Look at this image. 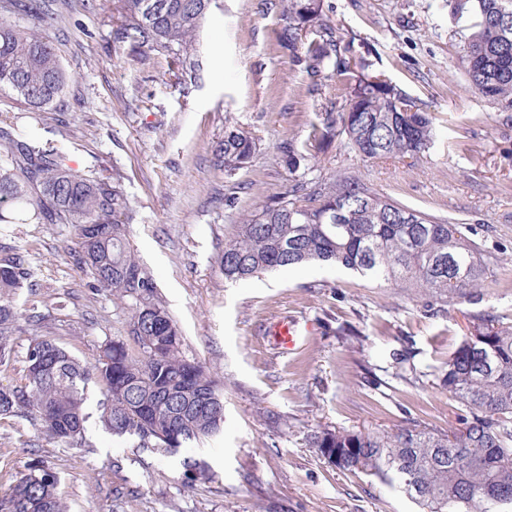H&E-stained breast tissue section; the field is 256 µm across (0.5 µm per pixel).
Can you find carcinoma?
<instances>
[{
    "mask_svg": "<svg viewBox=\"0 0 512 512\" xmlns=\"http://www.w3.org/2000/svg\"><path fill=\"white\" fill-rule=\"evenodd\" d=\"M214 0H118L117 39L132 54L170 59L176 83L200 78L197 32ZM280 39L315 82L344 81L343 103L324 112L301 145L288 148V170L337 138L368 160H402L428 148L432 121L391 82L357 71L350 45H340L324 0H283ZM453 19H470L461 66L471 87L512 111V0H448ZM0 90L33 109L52 106L67 74L49 42L29 26L56 17L41 0H0ZM306 28L316 38L302 43ZM254 138L238 129L215 145L216 166L229 175L249 167ZM133 209L121 178L89 170L76 174L47 149L13 137L0 121V224H70L81 265L95 292L126 309L124 337L105 344L84 364L58 343L35 338L26 350L24 382L0 385V419L25 416L63 443L82 437L89 419V385L101 393L98 421L110 434L143 448L175 454L218 434L224 397L216 381L182 350L179 327L150 271L135 256L126 224ZM322 262L369 280L416 288L436 297L480 285L483 254L467 227L437 221L351 177L315 183L297 179L291 190L241 215L224 243L219 267L228 282ZM33 268L20 253L0 258V366L13 352L19 312L15 290ZM440 381L468 412L448 433L415 426L391 432L323 428L311 447L336 453L335 468L363 473L401 491L423 512H512V326L479 318L448 358ZM56 472L28 463L0 492V512H66Z\"/></svg>",
    "mask_w": 512,
    "mask_h": 512,
    "instance_id": "1",
    "label": "carcinoma"
}]
</instances>
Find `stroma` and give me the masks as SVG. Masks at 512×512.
I'll list each match as a JSON object with an SVG mask.
<instances>
[{"label":"stroma","instance_id":"35a3bbf8","mask_svg":"<svg viewBox=\"0 0 512 512\" xmlns=\"http://www.w3.org/2000/svg\"><path fill=\"white\" fill-rule=\"evenodd\" d=\"M343 43L433 119L417 157L368 161L342 140L310 160L312 177L359 179L400 203L463 224L487 257L480 288L431 297L346 270L307 264L231 284L219 270L242 213L288 190L289 141L304 140L340 80L311 88L278 40L279 0H219L198 34L200 79L176 85L165 56H132L115 40L117 0H53L43 30L69 76L52 107L0 92L19 140L54 147L75 172L118 174L134 209L127 233L177 322L183 353L224 394V430L169 455L117 438L89 418L82 441L48 439L25 417L0 419V490L31 460L58 473L68 512H420L377 478L336 470L309 445L316 430L446 431L465 408L439 373L474 317L512 325V112L470 88L460 24L448 0H324ZM237 128L257 140L248 169L225 176L213 147ZM28 254L32 285L13 301L15 353L0 381L19 382L32 338L94 362L120 338L124 311L92 293L67 224L0 227ZM41 321L28 322V310ZM281 319L311 325L296 350L268 334ZM209 480L181 484L183 458Z\"/></svg>","mask_w":512,"mask_h":512}]
</instances>
